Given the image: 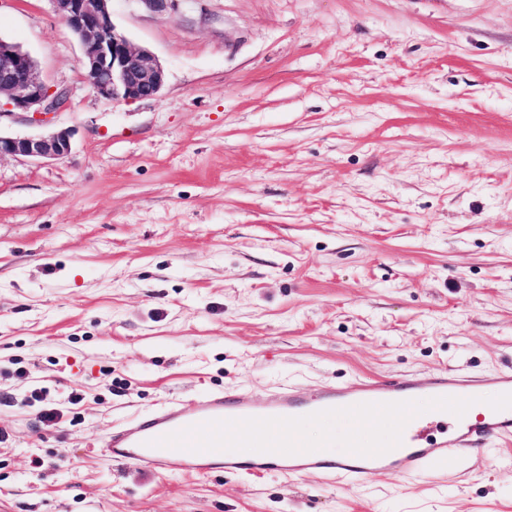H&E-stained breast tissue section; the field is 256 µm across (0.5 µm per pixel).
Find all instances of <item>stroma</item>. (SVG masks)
<instances>
[{"label": "stroma", "mask_w": 512, "mask_h": 512, "mask_svg": "<svg viewBox=\"0 0 512 512\" xmlns=\"http://www.w3.org/2000/svg\"><path fill=\"white\" fill-rule=\"evenodd\" d=\"M111 9L155 97H97L51 0H0L74 131L0 159V512H512V440L359 484L105 451L220 389L512 367V0Z\"/></svg>", "instance_id": "1"}]
</instances>
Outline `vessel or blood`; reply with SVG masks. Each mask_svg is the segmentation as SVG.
<instances>
[{
	"label": "vessel or blood",
	"mask_w": 512,
	"mask_h": 512,
	"mask_svg": "<svg viewBox=\"0 0 512 512\" xmlns=\"http://www.w3.org/2000/svg\"><path fill=\"white\" fill-rule=\"evenodd\" d=\"M512 394V368L487 377L455 372L428 376L411 375L389 382L364 380L345 387H329L310 394L288 389L256 398L235 390L211 392L197 398L190 408L164 406L110 434L106 454L115 463H139L163 470L206 477L216 471L257 474L333 475L358 483L374 474L415 475L443 463L449 456L484 447L492 439L512 438V409L494 410L483 403L486 392ZM439 397L474 398L476 410L455 416L431 410L412 418L402 433V442L378 456L321 449L282 454L256 451H193L159 445L169 434L214 420L245 418H292L322 410L362 403H388ZM429 422L448 423L440 437H422Z\"/></svg>",
	"instance_id": "obj_1"
}]
</instances>
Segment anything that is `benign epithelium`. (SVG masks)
Instances as JSON below:
<instances>
[{
    "mask_svg": "<svg viewBox=\"0 0 512 512\" xmlns=\"http://www.w3.org/2000/svg\"><path fill=\"white\" fill-rule=\"evenodd\" d=\"M54 9L83 47L82 66L93 93L102 99L136 101L156 96L164 70L148 50L134 47L113 22L112 0H51ZM0 118L24 113L30 122L47 125L69 105L63 90H53L30 53L0 36ZM74 131L54 129L44 135L0 132V158L60 159L71 152Z\"/></svg>",
    "mask_w": 512,
    "mask_h": 512,
    "instance_id": "benign-epithelium-1",
    "label": "benign epithelium"
}]
</instances>
